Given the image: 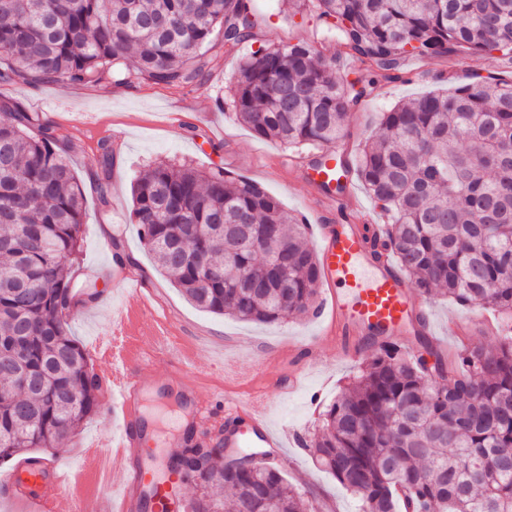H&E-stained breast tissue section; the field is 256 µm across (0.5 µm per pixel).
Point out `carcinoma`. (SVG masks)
<instances>
[{"label":"carcinoma","instance_id":"1","mask_svg":"<svg viewBox=\"0 0 512 512\" xmlns=\"http://www.w3.org/2000/svg\"><path fill=\"white\" fill-rule=\"evenodd\" d=\"M374 73L348 79L307 41L240 58L236 118L260 138L313 154L336 145L349 110L406 57L512 53V0H288ZM249 0H0V83L203 84L213 39L253 38ZM99 201L112 150L99 146ZM356 178L386 213L381 248L423 296L490 308L512 322V77L394 105L362 146ZM84 191L55 129L0 99V462L22 471L100 412L90 359L69 332ZM140 243L199 309L272 324L314 313L319 258L307 225L258 183L158 161L133 185ZM240 216L256 246L216 223ZM203 251L209 267L181 253ZM235 278L258 282L234 288ZM434 372L385 343L322 413L309 451L357 512H512V336L487 351L434 352ZM186 512H315L282 470L224 466L183 448Z\"/></svg>","mask_w":512,"mask_h":512}]
</instances>
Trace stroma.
I'll use <instances>...</instances> for the list:
<instances>
[{"label": "stroma", "instance_id": "35a3bbf8", "mask_svg": "<svg viewBox=\"0 0 512 512\" xmlns=\"http://www.w3.org/2000/svg\"><path fill=\"white\" fill-rule=\"evenodd\" d=\"M281 4L282 0H252L258 16L254 40L241 44L232 54L225 53L222 41H214L207 52L214 67L200 87L175 89L144 80L126 85L109 79L89 84L0 83V98L18 100L26 111L39 113L43 121L55 127L85 193L81 247L73 275L78 284L93 286L95 296L82 305L81 315L70 320L71 334L83 348H90L100 337L111 334L113 309L138 305L135 295L113 279L114 260L119 257L125 268L150 284L156 296L155 313L171 319L172 332L181 347L196 350L201 357L233 358L246 369L262 353L275 352L291 341H317L325 355L333 350L331 340L321 334L320 322L310 317L255 324L197 308L168 275L155 267L140 244L138 226L132 219L135 178L158 159L186 161L201 169L224 168L259 183L288 212L307 217L309 189L301 155L257 137L237 120L229 105V87L237 62L262 43L306 40L318 45L324 56L335 59L340 71L350 77L364 78L368 72L343 46L325 39L315 19L286 18ZM490 75L512 76V54L407 59L401 79L380 83L370 96L355 105L358 122L347 127L345 137L334 150L338 156L356 161L359 144L367 131L395 104ZM78 124L97 126L112 149L107 204H100L97 194L98 149L87 137L72 134V127ZM425 305L436 340L448 353L458 347L457 338L448 334L449 319L481 314L480 309H464L442 297L426 299ZM359 366L356 359L338 363L325 359L306 369L301 362L286 359L273 373L258 377L252 384L225 380L223 372L217 371L209 374L204 386L222 389V396L212 403L217 410L223 409L225 395L255 386L265 389L270 402V424L286 439L284 452L289 462L283 471L288 480L304 489L320 512H357L350 493L319 468L296 439L309 437L320 413L341 395ZM296 371L301 374V384L291 391L287 388L288 376ZM110 431L105 414H98L84 424L74 439L61 444L54 457L64 465L78 466L85 445L107 438Z\"/></svg>", "mask_w": 512, "mask_h": 512}]
</instances>
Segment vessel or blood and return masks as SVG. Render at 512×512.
Wrapping results in <instances>:
<instances>
[{
  "mask_svg": "<svg viewBox=\"0 0 512 512\" xmlns=\"http://www.w3.org/2000/svg\"><path fill=\"white\" fill-rule=\"evenodd\" d=\"M313 204L318 213L335 210L337 184L352 196L353 179L335 158L313 168L308 177ZM320 277L325 288L315 312L324 325V335L336 342V356L352 359L390 337L428 336L432 325L425 304L415 298L386 253L375 252L374 240L380 227L365 220L352 224L337 220L319 227ZM125 287L138 294L140 311L119 308L113 317L112 333L118 344L96 345L93 358L109 362L98 380L106 392V414L116 434L105 449L91 448L85 467L61 466L42 460L40 474L19 483L17 474L0 477V498L18 504L20 512H130L135 493H146L153 466L144 447L151 431L142 413V397L153 389L142 369L150 359L175 357V370L185 374H210L212 365L174 345L171 326L153 314L152 295L129 271L118 273ZM149 350H142V341ZM199 384L179 393L185 407L184 425L195 444L205 446L223 439L228 448H277L281 442L268 422V404L259 393L242 403H232L224 416L197 402ZM96 477L98 493L86 489L88 477Z\"/></svg>",
  "mask_w": 512,
  "mask_h": 512,
  "instance_id": "b4317fda",
  "label": "vessel or blood"
}]
</instances>
